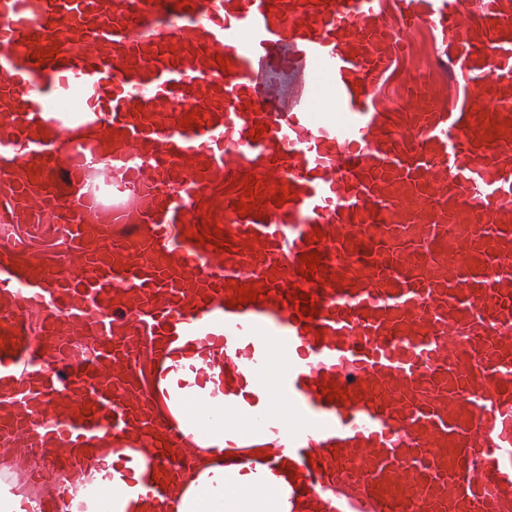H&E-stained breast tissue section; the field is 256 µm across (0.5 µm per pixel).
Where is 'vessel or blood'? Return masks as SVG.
I'll use <instances>...</instances> for the list:
<instances>
[{
  "label": "vessel or blood",
  "instance_id": "1",
  "mask_svg": "<svg viewBox=\"0 0 512 512\" xmlns=\"http://www.w3.org/2000/svg\"><path fill=\"white\" fill-rule=\"evenodd\" d=\"M382 3L0 0V240L65 225L86 271L0 251V439L48 450L60 500L112 439L133 450L113 469L166 512L159 477L191 450L153 409L145 336L155 359L182 344L194 385L223 394L193 418H224L225 493L512 512V0ZM424 26L463 98L417 82L378 111ZM247 177L261 198L242 217ZM210 218L223 245L197 239ZM247 285L261 300L232 304ZM215 348L216 376L195 362Z\"/></svg>",
  "mask_w": 512,
  "mask_h": 512
}]
</instances>
